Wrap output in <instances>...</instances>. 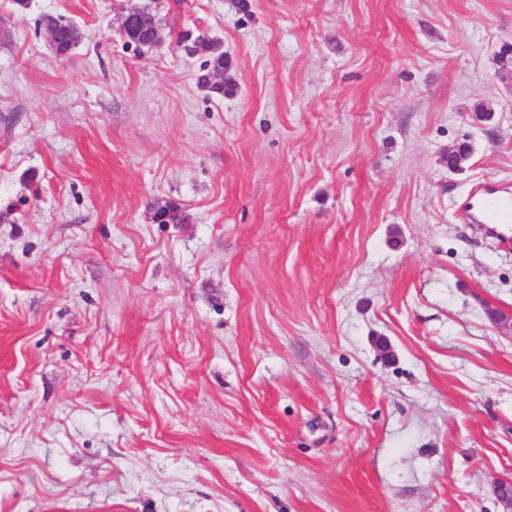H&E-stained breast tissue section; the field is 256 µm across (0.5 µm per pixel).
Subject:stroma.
Returning <instances> with one entry per match:
<instances>
[{"label":"stroma","instance_id":"1","mask_svg":"<svg viewBox=\"0 0 512 512\" xmlns=\"http://www.w3.org/2000/svg\"><path fill=\"white\" fill-rule=\"evenodd\" d=\"M148 1L0 0V512H506L512 0ZM164 26L163 19L149 9L144 15L135 17L133 31L127 30L126 37L130 42L140 45L152 39L156 30L162 33ZM43 28L51 31L55 38L54 48L57 55H66L76 45L80 38L78 29L72 23H61L59 19L53 16H45L42 21ZM51 32L46 33L48 42L53 41V35ZM485 199L481 211H475V222L480 224H508L512 222V196Z\"/></svg>","mask_w":512,"mask_h":512}]
</instances>
